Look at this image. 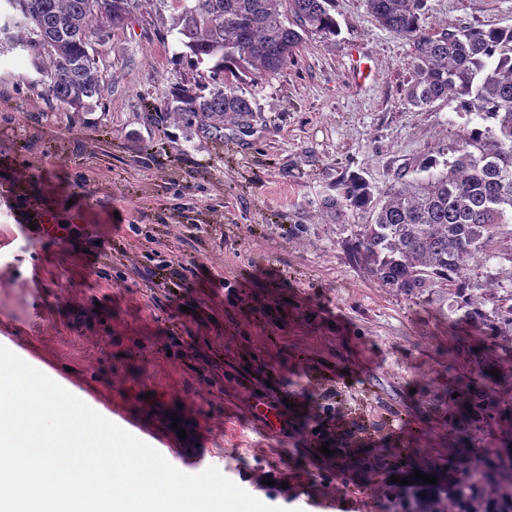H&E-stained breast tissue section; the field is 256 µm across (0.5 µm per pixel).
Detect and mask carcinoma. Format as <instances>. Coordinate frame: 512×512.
I'll list each match as a JSON object with an SVG mask.
<instances>
[{"mask_svg":"<svg viewBox=\"0 0 512 512\" xmlns=\"http://www.w3.org/2000/svg\"><path fill=\"white\" fill-rule=\"evenodd\" d=\"M8 47L27 53L48 96L76 112L101 99L105 83L90 44L120 25L136 0H5ZM178 34L196 63H213L220 86L204 94L178 89L159 109L162 122L196 127L224 141V130L251 132L256 110L237 92L243 76L287 67L310 34L336 35L333 0H184ZM426 0H365L378 24L412 48L413 79L407 103L426 109L457 102L468 120L451 148L453 160L417 165L423 179L397 177L373 193L358 176L326 197L322 211L336 223L347 211L367 210L351 241L358 259L382 287L418 296L453 288L464 317L481 320L478 302L466 295L465 262L492 256L512 214V27L460 26L434 31L424 24ZM512 451L491 452L476 468H463L444 489L418 480L411 497L395 498V512H512Z\"/></svg>","mask_w":512,"mask_h":512,"instance_id":"obj_1","label":"carcinoma"}]
</instances>
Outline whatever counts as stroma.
Here are the masks:
<instances>
[{
    "label": "stroma",
    "instance_id": "obj_1",
    "mask_svg": "<svg viewBox=\"0 0 512 512\" xmlns=\"http://www.w3.org/2000/svg\"><path fill=\"white\" fill-rule=\"evenodd\" d=\"M332 13L336 36L245 77L253 128L220 144L151 114L174 85L211 80L183 54L172 0H139L108 30V92L78 112L51 102L29 56L0 53V231L14 235L0 345L177 469L210 458L281 512H383L391 478L430 466L450 482L512 448V342L493 333L512 235L465 269L487 316L475 326L455 294L382 288L348 249L368 213L339 224L320 208L350 176L382 190L449 159L465 122L452 101L405 103L411 46L364 0ZM425 22L512 27V0H426ZM359 56L373 69L362 85ZM46 224L70 225L69 241ZM464 376L476 382L462 392ZM328 392L337 423L376 430L316 455L308 430Z\"/></svg>",
    "mask_w": 512,
    "mask_h": 512
}]
</instances>
